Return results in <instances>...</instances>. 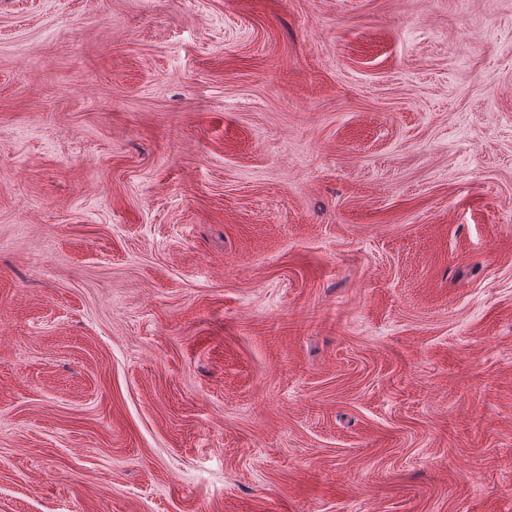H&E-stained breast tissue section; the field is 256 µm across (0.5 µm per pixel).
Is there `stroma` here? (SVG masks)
<instances>
[{
	"label": "stroma",
	"mask_w": 512,
	"mask_h": 512,
	"mask_svg": "<svg viewBox=\"0 0 512 512\" xmlns=\"http://www.w3.org/2000/svg\"><path fill=\"white\" fill-rule=\"evenodd\" d=\"M0 512H512V0H0Z\"/></svg>",
	"instance_id": "obj_1"
}]
</instances>
